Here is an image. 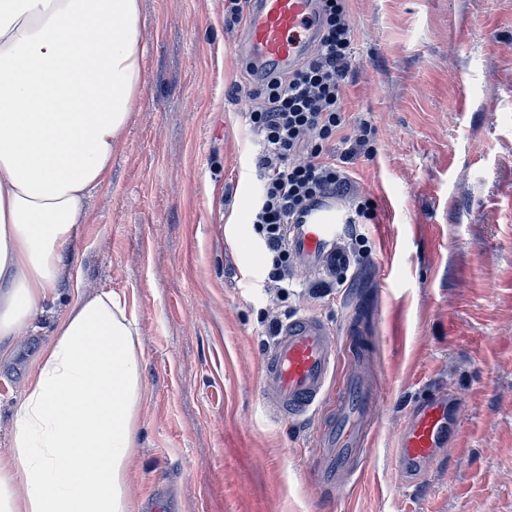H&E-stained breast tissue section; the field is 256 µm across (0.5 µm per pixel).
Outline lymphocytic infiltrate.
Here are the masks:
<instances>
[{
    "label": "lymphocytic infiltrate",
    "instance_id": "f902f5d3",
    "mask_svg": "<svg viewBox=\"0 0 512 512\" xmlns=\"http://www.w3.org/2000/svg\"><path fill=\"white\" fill-rule=\"evenodd\" d=\"M321 11L317 49L292 71L261 72L259 96L248 116L258 140L254 168L260 181L250 222L271 258L265 283L278 293L289 286V224L312 199L351 192L329 145L345 125L353 29L347 0H321Z\"/></svg>",
    "mask_w": 512,
    "mask_h": 512
}]
</instances>
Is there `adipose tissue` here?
I'll return each instance as SVG.
<instances>
[{
	"label": "adipose tissue",
	"instance_id": "obj_1",
	"mask_svg": "<svg viewBox=\"0 0 512 512\" xmlns=\"http://www.w3.org/2000/svg\"><path fill=\"white\" fill-rule=\"evenodd\" d=\"M140 0H0V361L70 273L145 83ZM10 414L0 512H135L138 327L123 294L73 283Z\"/></svg>",
	"mask_w": 512,
	"mask_h": 512
}]
</instances>
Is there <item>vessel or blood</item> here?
I'll return each instance as SVG.
<instances>
[{"mask_svg": "<svg viewBox=\"0 0 512 512\" xmlns=\"http://www.w3.org/2000/svg\"><path fill=\"white\" fill-rule=\"evenodd\" d=\"M320 30L318 0H254L243 20L240 60L261 71L273 65L295 68L315 49ZM346 224L334 198L312 203L290 225L288 244L302 273L311 278L344 275ZM267 415L292 419L316 408L336 368V331L311 314L281 322L263 355ZM376 393L364 377L347 378L336 395L332 418L315 433L317 473L322 482L341 479L352 469L371 431ZM460 403L451 394L429 395L411 410L396 447L395 462L408 483H416L453 434Z\"/></svg>", "mask_w": 512, "mask_h": 512, "instance_id": "1", "label": "vessel or blood"}]
</instances>
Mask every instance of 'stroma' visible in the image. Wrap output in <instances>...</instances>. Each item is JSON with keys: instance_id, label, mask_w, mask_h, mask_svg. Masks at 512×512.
I'll return each instance as SVG.
<instances>
[{"instance_id": "1", "label": "stroma", "mask_w": 512, "mask_h": 512, "mask_svg": "<svg viewBox=\"0 0 512 512\" xmlns=\"http://www.w3.org/2000/svg\"><path fill=\"white\" fill-rule=\"evenodd\" d=\"M355 60L345 135L376 127L374 155L345 170L374 214L353 218L347 285L294 272L266 293L249 222L258 181L246 120L253 78L233 54L224 0H141L146 82L65 252L87 293L127 299L143 398L131 495L166 512H512V0H352ZM310 313L336 329L346 374L372 380L376 424L340 488L315 477L309 418H267L261 362L270 316ZM53 319L0 366L8 417ZM455 395L453 445L418 485L394 434L422 395Z\"/></svg>"}]
</instances>
